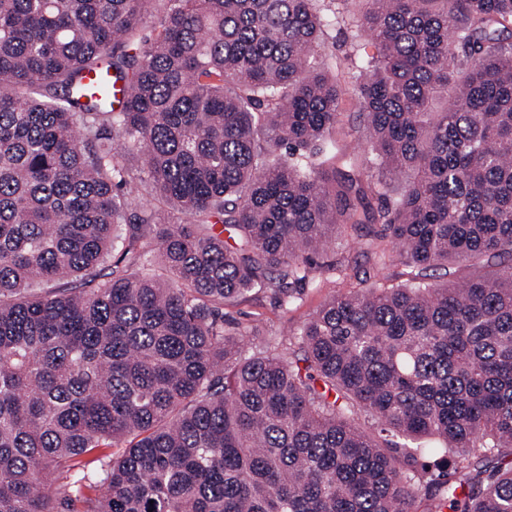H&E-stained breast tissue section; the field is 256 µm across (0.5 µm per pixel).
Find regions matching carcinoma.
Segmentation results:
<instances>
[{
  "label": "carcinoma",
  "instance_id": "obj_1",
  "mask_svg": "<svg viewBox=\"0 0 512 512\" xmlns=\"http://www.w3.org/2000/svg\"><path fill=\"white\" fill-rule=\"evenodd\" d=\"M352 2L0 0V512H512V0ZM348 7L351 13H345V22H341L334 30H330L326 39L328 45L326 52L329 58H333V60L330 59L331 61H335L336 54L342 56L344 52L356 54V57L375 53L371 44L364 41L358 42V39L354 38L356 28L352 13L355 9L351 5ZM353 87V85H349V91L345 97L342 110V129H340V134L338 135V137L341 139V142L347 145L350 149L355 146L356 142H354V137L358 135L363 139V129L362 126H360V119L358 118L359 104L356 92L353 90ZM353 128L358 131L357 134L351 132V129ZM354 237L349 229H342V233L336 237L335 245L332 243L327 248L328 263L336 262V270L324 267L322 274H317V287L305 288L303 302L297 308L288 311L287 314L274 304L269 297H249L248 300L224 307V319L230 322H239L243 325L256 324L260 330V336L277 331H286L309 319L315 311L327 301L338 288H336L337 266L343 261L345 239ZM348 236V237H347Z\"/></svg>",
  "mask_w": 512,
  "mask_h": 512
}]
</instances>
